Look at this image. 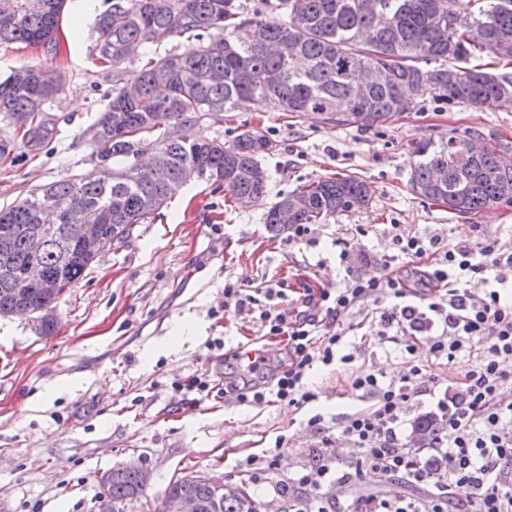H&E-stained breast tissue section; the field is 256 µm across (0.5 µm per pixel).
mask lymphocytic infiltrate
<instances>
[{
    "label": "lymphocytic infiltrate",
    "instance_id": "lymphocytic-infiltrate-1",
    "mask_svg": "<svg viewBox=\"0 0 512 512\" xmlns=\"http://www.w3.org/2000/svg\"><path fill=\"white\" fill-rule=\"evenodd\" d=\"M394 246L397 253L387 260L384 279L350 277L336 288L306 289L295 313L285 307L283 290L269 288L258 298L225 285V307L259 305L269 336L288 347L287 366L272 375L264 356L234 352L247 378L229 392L242 405L273 397L300 408L316 398L306 379L319 363L349 372L352 395L370 401L339 430L351 457L316 452L296 482L280 483L288 494V512H512V402L499 393L502 383L512 381V301L502 297L500 276L501 268L512 266V250L476 231L453 250L442 249L435 236L399 234ZM472 277L490 284L481 299H473L465 287ZM416 294L424 305L410 303ZM382 296L390 304L372 320L382 340L399 335L409 355L419 340L430 343L426 362L408 364L403 376L389 382L373 369H352L344 331L319 320ZM433 362L447 366V386L429 374ZM422 396L428 397V416L439 427L427 457L400 433L405 403ZM366 471L384 480L410 477L436 493L428 500L372 496L337 501L332 510L325 506V489Z\"/></svg>",
    "mask_w": 512,
    "mask_h": 512
}]
</instances>
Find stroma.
<instances>
[{"label":"stroma","mask_w":512,"mask_h":512,"mask_svg":"<svg viewBox=\"0 0 512 512\" xmlns=\"http://www.w3.org/2000/svg\"><path fill=\"white\" fill-rule=\"evenodd\" d=\"M105 0H67L55 53L0 46V76L24 64L55 68L65 79L51 117L52 141L18 149L0 164V208L43 185L95 163L81 137L104 109L109 88L92 56L94 22ZM184 135L230 143L246 132L264 135L269 175L265 197L243 206L222 185L196 182L129 236L106 248L55 309L58 328L39 335L23 315L0 317V505L6 512H99V479L132 459L152 478L120 512H154L171 480L194 472L223 474L247 484L262 501L278 496L279 481L298 477L323 435L308 427L316 413L336 428L360 409L334 367H315L307 386L316 401L241 406L233 398L193 403L173 382L206 373L224 377L225 354L263 349L276 359L256 312L225 313L224 286L263 288L339 285L344 276L380 277L394 254L395 234L436 236L456 243L471 225L512 248V205L466 216L414 195L415 144L449 134L512 143V102L448 104L424 97L382 127H336L321 115H296L267 103L253 112H210L182 125ZM351 175L372 191L369 205L310 225L303 238L272 234L264 215L281 194L323 178ZM371 306L337 319L354 363L389 380L406 371L399 345L370 335ZM223 340L215 348L214 340ZM52 397H45L46 388Z\"/></svg>","instance_id":"stroma-1"}]
</instances>
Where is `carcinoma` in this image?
<instances>
[{
	"label": "carcinoma",
	"mask_w": 512,
	"mask_h": 512,
	"mask_svg": "<svg viewBox=\"0 0 512 512\" xmlns=\"http://www.w3.org/2000/svg\"><path fill=\"white\" fill-rule=\"evenodd\" d=\"M66 0H14L0 14V45L24 44L51 51L57 46ZM485 30L482 41L469 30ZM255 27L257 41L242 40ZM93 51L110 84L107 104L89 128L91 160L99 177L86 181L66 176L0 209V316L38 310L39 334L57 328L53 312L67 290L83 279L97 256L68 239L65 226L102 225L105 246L122 241L123 230L143 224L189 182L224 185L231 197L261 200L268 173L262 156L271 141L257 133L231 144L202 137L170 138L164 126L201 119L202 112L252 111L268 100L285 112H314L336 126L372 129L392 116L412 110L429 94L450 104H482L512 97V75L489 72L471 58L496 54L500 40L512 42V0H111L96 18ZM193 39L190 52L161 46ZM139 61L136 80L124 78L125 65ZM379 72L369 87L354 81L357 72ZM283 73L266 89L262 77ZM53 68L25 65L0 79V122L21 127L20 142L0 137V161L19 148L39 151L56 133L47 108L60 99L64 86ZM345 113L328 115L336 103ZM467 136L451 135L438 145L419 143L411 191L457 214H475L500 205L502 180L512 182V147L494 142L473 157ZM138 161L166 169L162 182L141 181ZM447 168L441 184L432 181L434 165ZM304 200L295 209L291 197ZM369 185L353 176L320 178L281 197L265 214L269 231L284 224H315L333 214L357 211L369 204ZM44 238L40 248L33 237ZM61 278V287L23 296L31 269ZM101 512H119L123 501L144 491L136 473L123 467L104 473ZM170 494L197 498L202 512H258L247 494L217 503L212 488L185 477L170 482Z\"/></svg>",
	"instance_id": "1"
}]
</instances>
